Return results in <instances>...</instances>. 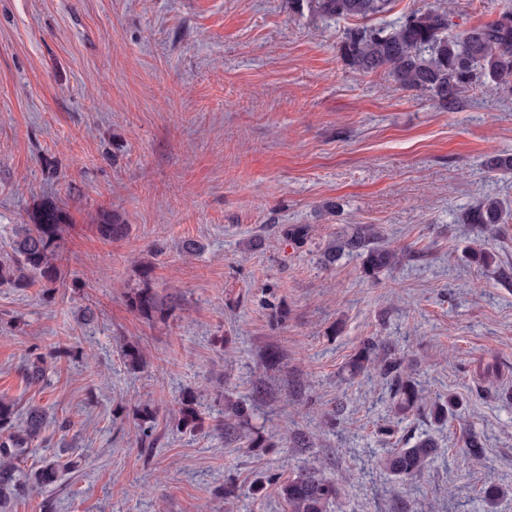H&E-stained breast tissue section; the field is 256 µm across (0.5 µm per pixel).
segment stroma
I'll use <instances>...</instances> for the list:
<instances>
[{
	"label": "stroma",
	"mask_w": 512,
	"mask_h": 512,
	"mask_svg": "<svg viewBox=\"0 0 512 512\" xmlns=\"http://www.w3.org/2000/svg\"><path fill=\"white\" fill-rule=\"evenodd\" d=\"M430 8L464 30L512 0H394L392 13ZM355 25L288 0H0V257L42 206L70 219L54 289L0 287V398L47 412L17 465L29 491L5 512H288L262 485L303 468L347 475L330 512L397 499L484 512L489 483L509 491L495 512H512V223L495 235L462 221L487 196L512 205V173L489 166L512 156V100L474 90L443 112L385 73L352 74L338 45ZM104 211L122 237L100 238ZM289 224L310 226L303 247L282 239ZM349 224L407 249L402 266L372 282L356 256L322 264ZM479 246L493 269L468 260ZM145 286L162 304L150 317L128 302ZM370 339L429 398L457 401L447 424L396 414L376 373L351 374ZM52 347L29 384L27 360ZM228 396L250 400L253 427L309 444L225 442ZM185 399L202 429L178 426ZM427 436L437 460L417 485L384 471L393 444ZM55 456L68 469L35 485ZM227 480L236 497L219 494Z\"/></svg>",
	"instance_id": "35a3bbf8"
}]
</instances>
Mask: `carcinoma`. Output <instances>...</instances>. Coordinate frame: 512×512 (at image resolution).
I'll return each mask as SVG.
<instances>
[{"instance_id":"obj_1","label":"carcinoma","mask_w":512,"mask_h":512,"mask_svg":"<svg viewBox=\"0 0 512 512\" xmlns=\"http://www.w3.org/2000/svg\"><path fill=\"white\" fill-rule=\"evenodd\" d=\"M394 0H289L298 12L306 11L316 20L354 18L361 24L350 29L339 46L340 57L348 68L360 74L383 71L405 91L426 92L433 105L454 112L462 96L470 89L491 88L506 98L512 97V13L456 32L447 12L435 9L411 11L386 23H372L392 11ZM66 212L54 205L41 208L32 223L16 232L11 249L12 258L0 261V286L30 288L37 283L48 287L60 279L56 264L57 249L66 223ZM462 222L480 227L512 222V208L503 202L485 197L471 207ZM98 234L105 240L120 237L125 225L109 214L97 224ZM286 239L299 245L309 236V225L291 224L282 228ZM357 253L361 272L368 279L378 276L401 263L402 256L393 249L378 244L376 233L366 225L352 226L330 240L323 251V262L332 265L344 253ZM130 306L150 317L158 310L155 295L141 288L130 298ZM376 347L364 344L353 369L360 372L371 363ZM46 356L39 354L26 364L30 383L43 377ZM378 375L392 380L394 409L402 414L425 415L435 423H444L454 406L453 399L429 403L414 377L407 374L398 361H385ZM178 426L197 430L203 418L191 402L177 409ZM45 428L43 411L38 406L28 409L23 422L17 421L14 403L0 399V499L6 501L25 494L24 485L15 477L16 465L28 445L37 441ZM224 440H246L249 448H273L275 444L255 432L247 417V409L239 402L225 404ZM463 451L479 460L484 454L481 438L469 434ZM435 447L424 439L411 446L394 449L383 462L390 475L402 482H415L425 473L434 459ZM59 464L50 462L38 472L36 480L43 486L58 479ZM271 491L284 499L288 512H328L337 498L336 484L325 480L312 468H303L288 481H268Z\"/></svg>"}]
</instances>
